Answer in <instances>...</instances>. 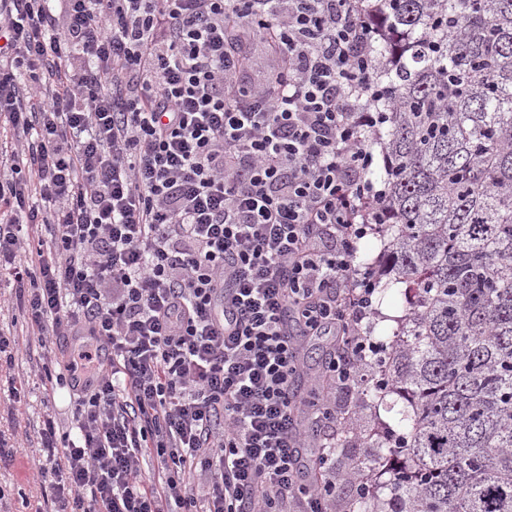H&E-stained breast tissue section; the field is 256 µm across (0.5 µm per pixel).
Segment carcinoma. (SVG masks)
<instances>
[{"label":"carcinoma","mask_w":512,"mask_h":512,"mask_svg":"<svg viewBox=\"0 0 512 512\" xmlns=\"http://www.w3.org/2000/svg\"><path fill=\"white\" fill-rule=\"evenodd\" d=\"M387 97L377 139L408 316L379 512H512V0H357Z\"/></svg>","instance_id":"obj_1"}]
</instances>
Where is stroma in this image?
Returning a JSON list of instances; mask_svg holds the SVG:
<instances>
[{
  "instance_id": "35a3bbf8",
  "label": "stroma",
  "mask_w": 512,
  "mask_h": 512,
  "mask_svg": "<svg viewBox=\"0 0 512 512\" xmlns=\"http://www.w3.org/2000/svg\"><path fill=\"white\" fill-rule=\"evenodd\" d=\"M376 313L369 323V332L375 340L391 343L407 315L403 298L395 293L375 299ZM0 332L14 338L18 351L12 365L0 367V437L15 436L25 441L12 460L0 464V490L5 497L0 500V512H45L46 492L33 479L35 468L44 460L40 431L46 413H53L60 430H68L76 411V402L68 389L62 388L55 395H48L43 380L45 372L58 375L64 371L66 344L39 345L36 335L27 324V318L16 303L14 289L0 288ZM371 368H363V381L357 395L337 393L336 399L343 416L355 428L353 438H339L336 450V471L339 475L336 501L348 507L352 499L351 485L347 480L353 462L380 460L379 448L369 447L390 426L396 425V411L378 406L370 387ZM25 385L27 395L21 402H12L9 396L11 382ZM54 397L53 407H46L47 397Z\"/></svg>"
}]
</instances>
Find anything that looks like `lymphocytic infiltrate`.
Instances as JSON below:
<instances>
[{"mask_svg":"<svg viewBox=\"0 0 512 512\" xmlns=\"http://www.w3.org/2000/svg\"><path fill=\"white\" fill-rule=\"evenodd\" d=\"M257 32L284 80L241 82ZM372 45L351 0H0V63L59 74L29 99L0 71V263L92 379L76 434L41 432L51 512H335L321 431L386 349L356 262L384 198ZM332 340L330 336H314L306 340L301 351V358L307 371L298 382L299 389H307L311 384L312 377L318 376L325 359L328 357Z\"/></svg>","mask_w":512,"mask_h":512,"instance_id":"1","label":"lymphocytic infiltrate"}]
</instances>
